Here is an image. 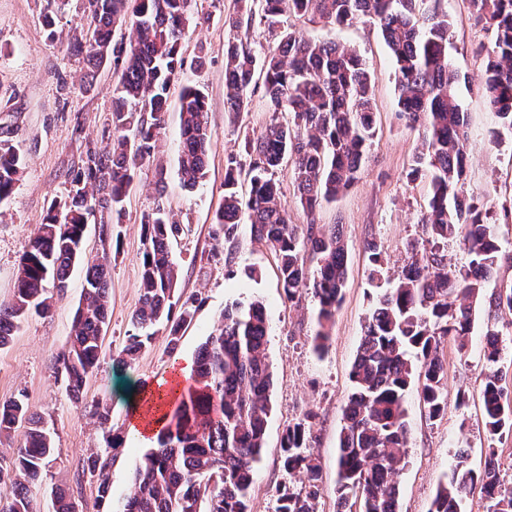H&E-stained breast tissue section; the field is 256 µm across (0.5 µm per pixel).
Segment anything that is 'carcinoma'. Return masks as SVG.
Segmentation results:
<instances>
[{
    "label": "carcinoma",
    "instance_id": "1",
    "mask_svg": "<svg viewBox=\"0 0 512 512\" xmlns=\"http://www.w3.org/2000/svg\"><path fill=\"white\" fill-rule=\"evenodd\" d=\"M262 19L276 30L287 13L310 21L344 26L368 18L375 22L395 61L399 115L424 134L410 177L428 171V207L421 224L430 248L413 242L393 285L377 293L364 337L349 373L353 391L338 435L336 496L358 512H399V476L408 456L406 391L417 385L430 420L447 408L444 344L464 349L473 313L485 303L512 312V284L486 292L496 273L501 247L488 224L489 212L464 202L467 116L457 96L458 74L448 57V13L434 5L419 15L420 0H258ZM489 20L495 39L485 50V93L503 127L512 130V0H471ZM190 0H81V30L64 33L57 15L45 14L50 40L66 39L68 50L88 68L80 88L92 87L95 70L109 64L118 74L112 86V138L103 146L88 142L81 167L69 187L54 197L19 262L14 295L0 304V347L27 315L46 317L53 298L68 287L71 269L84 264V304L77 309L64 348L52 359L56 378L78 399L98 367L109 308L111 256L83 262L79 241L90 216L99 215L104 241L121 220L123 203L137 167L154 157L164 125L167 96L178 79L180 53ZM128 38L114 39L117 28ZM276 46L257 54L249 45L230 43L224 51V106L236 114L248 105L256 78L263 79L272 119L255 138H247L248 164L226 159L224 202L213 223L224 243L236 241L238 225H251L257 241L277 260L285 297L304 290L317 303L320 330L315 350L326 349L325 327L341 303L347 278V248L336 227L309 224L305 232L288 223L280 205L275 173L286 159L301 205L312 209L331 202L362 174L374 127L372 77L363 59L334 41H317L294 31L277 34ZM182 148L178 171L194 188L205 177L214 133L207 121V98L198 88L181 93ZM23 158L0 139V203L13 193ZM249 183L248 198L239 192ZM140 304L131 319L118 366L131 367L155 340L154 327L166 323L168 348L177 349L181 331L196 313V299L176 295L178 266L170 243L183 232L159 204L141 220ZM456 238L466 263L449 272L438 245ZM317 262L309 274L306 252ZM268 324L260 301L224 308L197 355L192 384L161 428L157 445L136 466L134 491L122 512H250L253 467L264 448L271 411L273 372L267 356ZM486 369L481 380L483 424L488 442L481 470L466 464L468 450L456 453L451 480L440 485L429 512H464V500L480 486L486 512H512V490L503 487L496 439L512 433V399L503 384L499 332H486ZM315 414L308 411L288 425L281 442L289 476L301 477L300 490L283 488L277 512H318L323 495L321 466L310 451ZM24 429L23 442L0 455V512H33L32 489L41 486L54 460V429L30 411L22 397L0 404V436ZM112 443L91 453L83 464L98 482L93 504L60 487L52 489L54 512H100L109 498Z\"/></svg>",
    "mask_w": 512,
    "mask_h": 512
}]
</instances>
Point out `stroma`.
<instances>
[{"instance_id": "stroma-1", "label": "stroma", "mask_w": 512, "mask_h": 512, "mask_svg": "<svg viewBox=\"0 0 512 512\" xmlns=\"http://www.w3.org/2000/svg\"><path fill=\"white\" fill-rule=\"evenodd\" d=\"M450 22L448 55L459 75L458 94L470 129L464 197L486 203L488 218L501 247V261L489 289L512 283V131L503 129L490 108L483 86L481 50L494 33L479 17L470 0H444ZM55 10L61 27L79 22L76 0H0V119L13 132L12 145L23 155L25 168L11 197L0 203V304L13 297L21 256L41 224L53 196L64 193L73 171L81 165L86 141L102 142L112 133V86L117 80L110 67L96 75L94 90L80 89L86 66L67 51L66 44L50 41L43 24L46 10ZM235 0H191V25L181 44L184 67L167 101L158 162L139 167L124 201L122 221L113 225L118 247L112 253L109 282V318L98 370L88 378L81 401L67 398L57 383L52 357L65 345L73 318L82 302L84 269L75 266L67 292L57 297L49 316L23 320L6 347L0 348V403L24 397L30 409L54 424L55 455L45 487L35 492V512H52L50 489L60 486L85 501L97 495V482L80 477L91 449L102 447L104 431L92 415L95 401L111 407L116 429L126 425L121 391L130 379L149 383L168 376L178 365H191L200 344L226 305L255 300L266 307L269 332L267 353L274 373L272 412L265 447L255 465L252 512H276L279 489L289 481L280 459L284 429L305 411L316 414L312 450L322 467L324 493L319 512H337V437L351 389L349 372L364 332L371 303L390 287L406 257V246L422 240L418 219L429 195L426 179H409L413 157L422 142V127H408L397 115L395 66L378 27L366 20L353 25L310 24L295 16L283 17L281 26L300 30L319 40H335L357 51L374 75L372 86L375 132L360 179L336 201L314 211L298 200L291 164L276 177L280 200L290 224L338 225L348 250V275L343 300L333 322L324 353H317L316 304L304 292L288 300L277 280L271 252L254 240L251 227L239 225L233 251L215 249L216 209L224 197V165L228 155H242L245 136H257L272 118L287 120V113H272L262 89L248 96L245 112L224 107V48L236 39L255 50L274 45L261 16L249 27L233 30L225 23ZM200 86L208 99V121L215 133L205 179L185 189L177 173L181 149L179 94L182 86ZM164 204L184 227L173 244L179 265L178 290L198 298L194 319L183 332L180 347L168 352L164 338L143 350L135 364L122 370L112 358L125 345L131 317L138 307L141 274V218L156 204ZM378 245L385 259L377 279H370V245ZM496 327L504 346L501 368L512 378V315L482 306L465 351L447 344V408L439 420H429L418 389L404 399L409 425V457L400 476V512H428L439 484L447 482L455 453L465 448L473 468L484 465L488 446L480 383L486 367L487 327ZM466 405H459V394ZM145 444L130 440L115 455L108 470L110 499L106 512H120L133 489L135 465Z\"/></svg>"}]
</instances>
